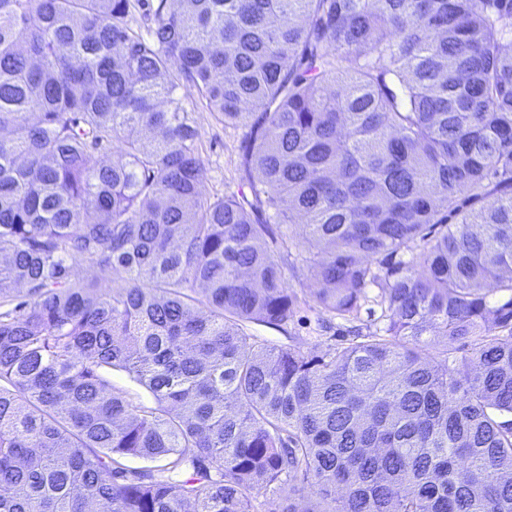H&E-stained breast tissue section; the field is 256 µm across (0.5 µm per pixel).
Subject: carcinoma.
<instances>
[{"label": "carcinoma", "mask_w": 512, "mask_h": 512, "mask_svg": "<svg viewBox=\"0 0 512 512\" xmlns=\"http://www.w3.org/2000/svg\"><path fill=\"white\" fill-rule=\"evenodd\" d=\"M138 5L0 0V512H512V0ZM177 93L186 108L195 111L198 147L204 167L200 187L202 194L206 197H224L238 194L242 188L246 190L240 166V146L247 129L225 128L210 112L199 108L193 90L181 88ZM319 318L316 310L302 306L287 332L253 323L249 324V331L272 347L287 346L293 344V340L303 339L311 344L320 343L325 348L329 344L340 343L341 336H347L345 328L348 324L343 320L334 319L330 329H323ZM112 386L120 392L127 393L131 396L138 398L145 404H152L153 399L151 395L137 383L132 381L129 376L122 371H113L112 373Z\"/></svg>", "instance_id": "obj_1"}]
</instances>
